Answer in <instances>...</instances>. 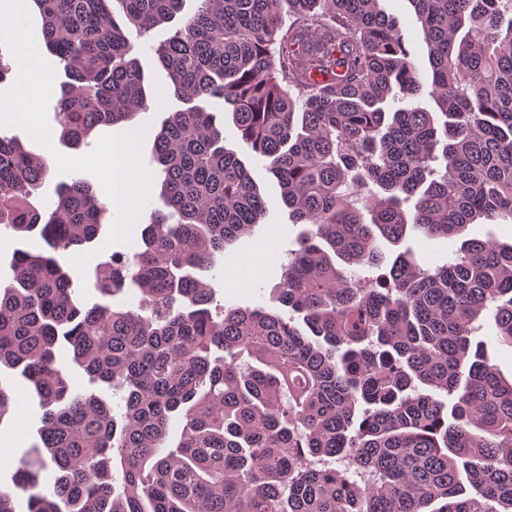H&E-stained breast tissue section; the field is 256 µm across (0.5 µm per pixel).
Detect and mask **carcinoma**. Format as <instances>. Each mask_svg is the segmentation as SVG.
<instances>
[{"instance_id":"cac0c4a2","label":"carcinoma","mask_w":512,"mask_h":512,"mask_svg":"<svg viewBox=\"0 0 512 512\" xmlns=\"http://www.w3.org/2000/svg\"><path fill=\"white\" fill-rule=\"evenodd\" d=\"M183 2L33 0L66 148L147 109L152 68L185 107L153 137L162 207L139 250L95 269L136 309L78 306L61 256L97 238L106 202L76 177L37 207L50 165L0 134V224L45 244L15 250L0 288V369L43 409L0 512L18 491L27 512H512V379L473 340L490 310L512 347V243L466 239L434 268L403 248L512 222V0H408L434 112L380 0H198L132 55L126 29ZM214 100L262 168L224 145ZM266 173L304 225L276 288L288 314L214 312L204 272L265 218ZM63 348L120 413L76 391ZM178 27V21L175 20L169 24L157 27L150 32L139 36L134 28L127 31V36L134 44V53L139 56H147L151 53L150 47L157 46L161 41L170 37Z\"/></svg>"}]
</instances>
